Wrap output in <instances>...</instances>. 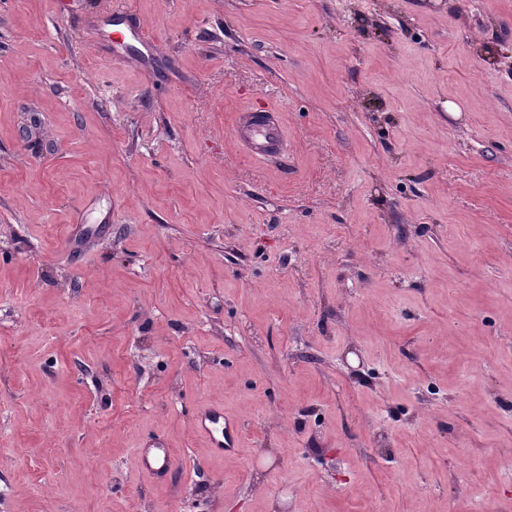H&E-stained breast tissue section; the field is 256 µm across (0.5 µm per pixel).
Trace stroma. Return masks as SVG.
<instances>
[{
    "instance_id": "1",
    "label": "stroma",
    "mask_w": 512,
    "mask_h": 512,
    "mask_svg": "<svg viewBox=\"0 0 512 512\" xmlns=\"http://www.w3.org/2000/svg\"><path fill=\"white\" fill-rule=\"evenodd\" d=\"M485 507L512 512V0H0V512ZM280 140L278 129L274 125H268L258 134L254 135V148L259 155H269L277 151ZM194 430L207 437L208 447L216 456H224L225 451L237 448L241 439L239 426L225 418L224 407L216 403H206L200 408ZM139 470L153 478H159L175 465L171 448L160 441H153L137 449Z\"/></svg>"
}]
</instances>
